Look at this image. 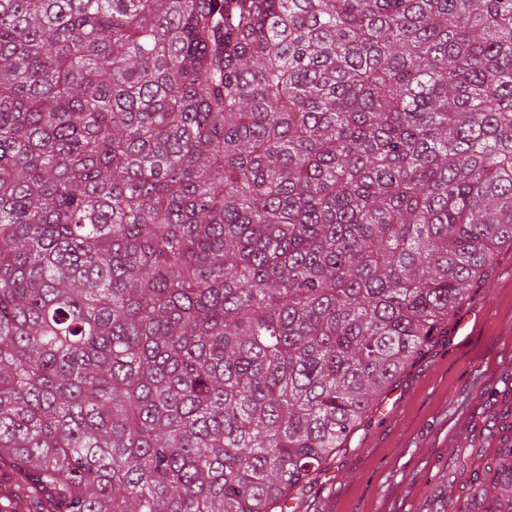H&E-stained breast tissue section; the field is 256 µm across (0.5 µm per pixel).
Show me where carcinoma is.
I'll return each instance as SVG.
<instances>
[{
	"instance_id": "obj_1",
	"label": "carcinoma",
	"mask_w": 512,
	"mask_h": 512,
	"mask_svg": "<svg viewBox=\"0 0 512 512\" xmlns=\"http://www.w3.org/2000/svg\"><path fill=\"white\" fill-rule=\"evenodd\" d=\"M506 244L512 0H0V463L53 512H300Z\"/></svg>"
}]
</instances>
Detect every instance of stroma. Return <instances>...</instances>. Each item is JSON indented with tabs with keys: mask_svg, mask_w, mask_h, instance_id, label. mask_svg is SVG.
Returning a JSON list of instances; mask_svg holds the SVG:
<instances>
[{
	"mask_svg": "<svg viewBox=\"0 0 512 512\" xmlns=\"http://www.w3.org/2000/svg\"><path fill=\"white\" fill-rule=\"evenodd\" d=\"M449 324L397 378L330 465L302 491L304 512H487L468 480L486 473L512 423V248L498 250Z\"/></svg>",
	"mask_w": 512,
	"mask_h": 512,
	"instance_id": "1",
	"label": "stroma"
}]
</instances>
